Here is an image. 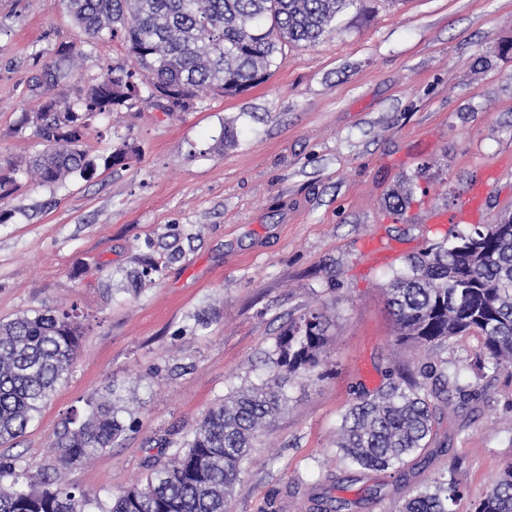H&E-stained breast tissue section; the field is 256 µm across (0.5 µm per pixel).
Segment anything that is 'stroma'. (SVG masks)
<instances>
[{"instance_id": "obj_1", "label": "stroma", "mask_w": 512, "mask_h": 512, "mask_svg": "<svg viewBox=\"0 0 512 512\" xmlns=\"http://www.w3.org/2000/svg\"><path fill=\"white\" fill-rule=\"evenodd\" d=\"M82 55L46 80L61 46ZM121 39L86 42L66 0H0V164L25 169L41 148L23 113L131 64ZM234 139L220 145L224 130ZM84 149L129 166L45 186L19 179L0 201V321L73 310L82 346L71 373L0 460L37 468L73 413L118 385L135 425L71 486L101 502L144 480L157 440L196 427L234 388L265 379L276 338L306 309L323 311L321 378L295 379L290 402L243 464L234 512H396L456 462L455 512H473L512 464V371L473 367L476 337L440 354L398 341L384 285L404 257L450 236L434 223L485 183L476 226L512 215V0H357L320 42L285 46L265 78L232 96L200 94L168 114L153 101L98 115ZM413 182L402 214L392 195ZM150 283L128 286L144 259ZM210 317L194 328V315ZM459 367L476 397L451 411L433 399L434 440L403 474L351 472L336 460L342 413L360 392L434 360ZM381 486L380 497L368 496Z\"/></svg>"}]
</instances>
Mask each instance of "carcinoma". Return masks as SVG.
Returning <instances> with one entry per match:
<instances>
[{
  "mask_svg": "<svg viewBox=\"0 0 512 512\" xmlns=\"http://www.w3.org/2000/svg\"><path fill=\"white\" fill-rule=\"evenodd\" d=\"M357 0H67L86 39L108 32L126 44L134 67L102 68L96 83L24 115L45 149L27 165L36 185L71 176L92 177L97 163L81 148L84 130L99 114L140 99L141 89L167 112L184 111L204 92L234 95L258 83L282 47L317 43L336 17ZM69 46L45 63L47 75L65 77L74 60ZM135 149L113 152L106 167H125ZM399 336L432 351L462 336L480 340L478 370L512 369V217L462 228L408 259L385 286ZM81 328L67 310L37 311L0 323V444L21 437L65 380L81 347ZM327 350L324 314L310 308L288 321L276 341L270 375L237 388L208 410L191 437L170 457L150 456L145 482L113 494L101 512H231L241 464L269 418L288 408V376L321 378ZM288 376L281 375V372ZM425 384L391 380L352 404L336 432L339 459L353 471L400 472L429 447L433 413L429 394L446 406L473 399L459 384V368L420 369ZM119 390L90 401L56 436L53 458L39 475L0 462V512H88L96 496L58 483L62 469L112 447L125 431ZM455 463L404 498L398 512H454L461 496ZM475 512H512V465L478 502Z\"/></svg>",
  "mask_w": 512,
  "mask_h": 512,
  "instance_id": "cac0c4a2",
  "label": "carcinoma"
}]
</instances>
